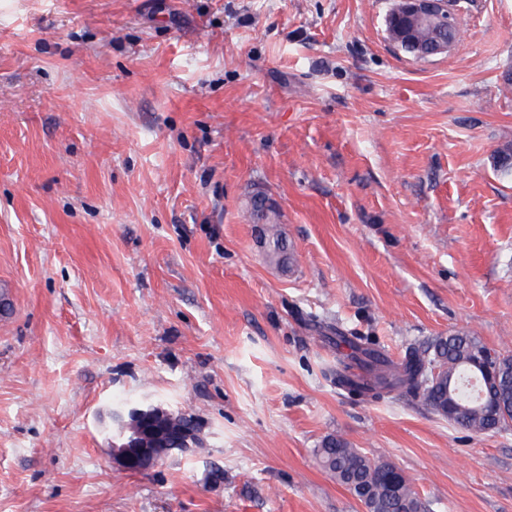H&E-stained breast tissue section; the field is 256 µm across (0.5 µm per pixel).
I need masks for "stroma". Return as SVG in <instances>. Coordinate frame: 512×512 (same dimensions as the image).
Masks as SVG:
<instances>
[{"mask_svg":"<svg viewBox=\"0 0 512 512\" xmlns=\"http://www.w3.org/2000/svg\"><path fill=\"white\" fill-rule=\"evenodd\" d=\"M392 4L0 0V512H365L331 435L428 512H512V425L332 375L340 333L512 355V0L428 60ZM144 403L204 447L116 470Z\"/></svg>","mask_w":512,"mask_h":512,"instance_id":"stroma-1","label":"stroma"}]
</instances>
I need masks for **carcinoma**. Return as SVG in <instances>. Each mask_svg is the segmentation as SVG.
<instances>
[{
    "instance_id": "carcinoma-1",
    "label": "carcinoma",
    "mask_w": 512,
    "mask_h": 512,
    "mask_svg": "<svg viewBox=\"0 0 512 512\" xmlns=\"http://www.w3.org/2000/svg\"><path fill=\"white\" fill-rule=\"evenodd\" d=\"M481 341L468 333L440 336L422 350L412 349L402 362L392 364L372 349L348 340L351 362L336 366V385L366 399H380L393 392L420 398L439 416L477 434L495 431V425L512 420V356L504 358L508 381H496L481 367L471 364L472 348ZM437 366L447 367L444 376L422 384ZM162 422L179 430L195 422L182 411L163 412ZM325 470L354 493L367 512H425L426 505L412 489L402 496H386L383 477L392 465L363 455L341 437L328 436L317 449Z\"/></svg>"
}]
</instances>
